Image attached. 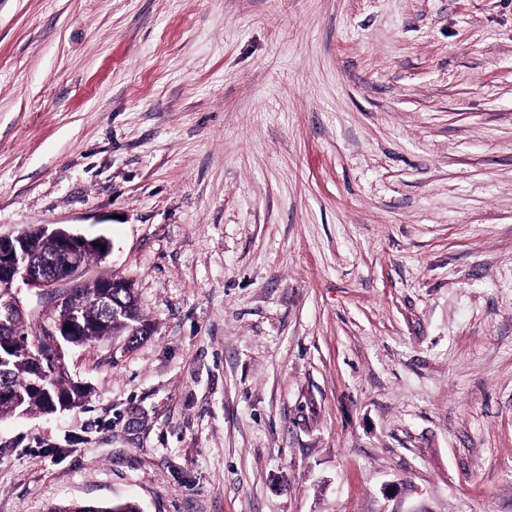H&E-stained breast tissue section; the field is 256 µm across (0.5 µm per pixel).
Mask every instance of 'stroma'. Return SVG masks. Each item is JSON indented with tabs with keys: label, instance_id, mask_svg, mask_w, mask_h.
I'll use <instances>...</instances> for the list:
<instances>
[{
	"label": "stroma",
	"instance_id": "35a3bbf8",
	"mask_svg": "<svg viewBox=\"0 0 512 512\" xmlns=\"http://www.w3.org/2000/svg\"><path fill=\"white\" fill-rule=\"evenodd\" d=\"M152 335L0 422V512H512V0H0V236ZM55 232L60 233L65 242L69 245L73 259L71 267L74 269H77V266L79 265L80 254L83 253L85 249L92 247L100 248V245L104 244V252L107 254L109 252V242L101 236L95 238H87L82 234L73 233L62 228L52 229V233ZM93 243H97V246H93ZM104 252L98 248L86 250L82 256V265L86 268L90 262L94 260H101L104 257ZM48 512H140L138 504L134 501H113L111 503H79L68 506H52Z\"/></svg>",
	"mask_w": 512,
	"mask_h": 512
}]
</instances>
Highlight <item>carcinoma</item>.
<instances>
[{"label":"carcinoma","mask_w":512,"mask_h":512,"mask_svg":"<svg viewBox=\"0 0 512 512\" xmlns=\"http://www.w3.org/2000/svg\"><path fill=\"white\" fill-rule=\"evenodd\" d=\"M28 261L56 276L65 273L69 253L45 226L22 230ZM24 320L15 330L0 332V420L17 415L53 413L83 407L90 396L72 378L68 353L105 338L124 339V349L148 338L132 285L116 275L90 280L80 274L63 288H43L25 303ZM56 325L71 327L51 336ZM48 512H140L134 501L52 506Z\"/></svg>","instance_id":"carcinoma-1"}]
</instances>
